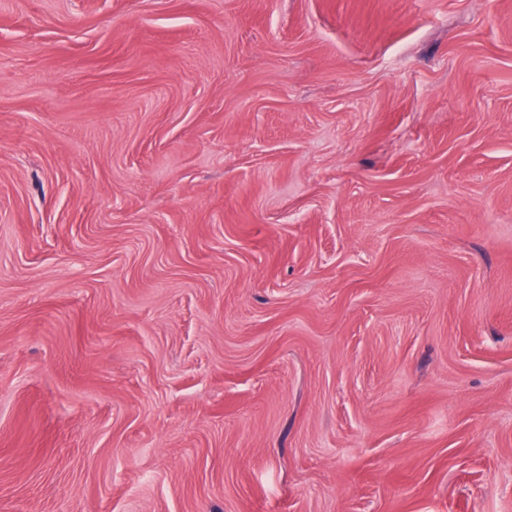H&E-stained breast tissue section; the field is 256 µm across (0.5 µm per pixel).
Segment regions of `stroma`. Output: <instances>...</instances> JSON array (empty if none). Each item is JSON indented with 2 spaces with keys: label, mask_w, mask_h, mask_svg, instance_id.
Segmentation results:
<instances>
[{
  "label": "stroma",
  "mask_w": 512,
  "mask_h": 512,
  "mask_svg": "<svg viewBox=\"0 0 512 512\" xmlns=\"http://www.w3.org/2000/svg\"><path fill=\"white\" fill-rule=\"evenodd\" d=\"M0 512H512V0H0Z\"/></svg>",
  "instance_id": "stroma-1"
}]
</instances>
